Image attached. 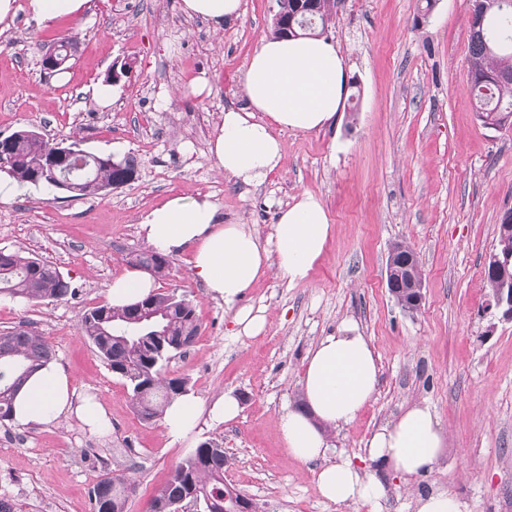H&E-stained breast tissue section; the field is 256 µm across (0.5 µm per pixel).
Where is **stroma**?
<instances>
[{
  "mask_svg": "<svg viewBox=\"0 0 512 512\" xmlns=\"http://www.w3.org/2000/svg\"><path fill=\"white\" fill-rule=\"evenodd\" d=\"M16 0L0 32V134L38 130L50 142L79 140L87 152L134 156L138 177L95 197L28 186L0 202V248L53 263L74 295L59 302L0 297V333L29 323L54 349L76 396L93 395L111 426L98 433L76 416L43 426L0 423V497L15 512H90L89 490L121 473L134 490L126 512H147L155 489L201 442L218 441L225 476L262 512H414L413 495L441 489L463 512H512V321L487 311L483 283L496 228L512 210V127L478 120L470 90L469 0H336L325 30L345 56L351 88L336 125L279 131L280 169L247 186L224 176L209 142L227 107L245 106L242 77L269 34L275 0H244L243 14L217 25L187 17L181 0H90L78 18L40 22ZM73 44L65 74L44 70L43 54ZM116 62L111 105L94 85ZM210 91L188 93L194 77ZM318 197L332 233L308 280L270 270L242 303L262 315L255 336L233 335L232 311L190 272V251L170 254L163 291L187 295L200 332L166 367L212 404L236 395L239 416L201 418L187 439L134 411L120 378L79 333L83 313L106 303L129 253L146 249L140 221L174 196L210 197L223 220L255 230L263 246L282 208L302 193ZM419 256L424 301L404 311L386 285L393 244ZM348 321L367 336L380 366L374 399L331 433L328 462L350 459L379 478L377 503L322 497L318 463L288 453L279 418L301 400L307 357ZM419 404L446 434L426 476L406 481L369 462L362 447L379 426Z\"/></svg>",
  "mask_w": 512,
  "mask_h": 512,
  "instance_id": "1",
  "label": "stroma"
}]
</instances>
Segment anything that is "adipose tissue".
Here are the masks:
<instances>
[{
  "label": "adipose tissue",
  "mask_w": 512,
  "mask_h": 512,
  "mask_svg": "<svg viewBox=\"0 0 512 512\" xmlns=\"http://www.w3.org/2000/svg\"><path fill=\"white\" fill-rule=\"evenodd\" d=\"M246 106L225 109L209 146L218 171L241 184L264 182L280 166L277 130L319 131L331 125L348 94L344 57L323 37L264 36L249 57L242 81ZM145 241L160 253L191 249L193 276L224 301L244 336L258 335L262 316L244 306L248 288L277 265L289 281L309 278L332 231L328 213L316 196L305 193L281 209L273 226L274 250L243 224L220 220L217 205L206 196H174L142 219ZM303 405L283 413L280 428L290 454L300 462L317 461L321 495L336 503L375 502L385 494L376 477L361 474L348 459L325 463L332 430L354 422L379 384V366L370 340L345 322L311 351L301 379ZM68 373L56 362L38 369L19 390L12 421L20 426L47 425L65 414L100 429L109 418L103 406L86 399L74 403ZM240 410L230 394L204 408L186 394L163 415L168 433L188 434L202 414L216 423L234 419ZM445 446V435L429 407L415 405L394 422L380 426L366 441L371 462L411 479L431 472Z\"/></svg>",
  "instance_id": "1"
}]
</instances>
